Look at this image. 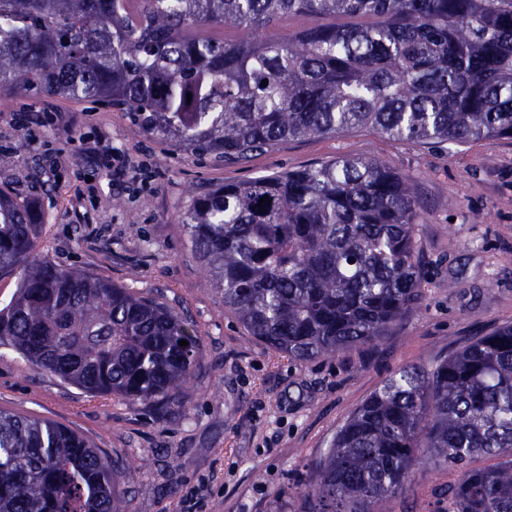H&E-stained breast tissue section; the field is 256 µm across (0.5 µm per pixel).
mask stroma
I'll list each match as a JSON object with an SVG mask.
<instances>
[{"label": "stroma", "mask_w": 512, "mask_h": 512, "mask_svg": "<svg viewBox=\"0 0 512 512\" xmlns=\"http://www.w3.org/2000/svg\"><path fill=\"white\" fill-rule=\"evenodd\" d=\"M0 185L33 196L59 266L148 294L202 343L183 407L94 397L0 347V408L60 422L112 458L125 512H304L314 461L401 369L512 323V139L424 144L361 130L290 140L241 166L186 157L89 100L0 96ZM372 155L418 189L421 303L373 348L295 361L251 339L207 287L182 222L194 194L341 156ZM416 469L374 512H442Z\"/></svg>", "instance_id": "stroma-1"}]
</instances>
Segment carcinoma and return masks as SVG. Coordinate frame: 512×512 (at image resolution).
I'll list each match as a JSON object with an SVG mask.
<instances>
[{
	"label": "carcinoma",
	"mask_w": 512,
	"mask_h": 512,
	"mask_svg": "<svg viewBox=\"0 0 512 512\" xmlns=\"http://www.w3.org/2000/svg\"><path fill=\"white\" fill-rule=\"evenodd\" d=\"M290 14L319 23L275 34ZM337 16L375 22H323ZM225 26L244 36L201 34ZM30 92L112 106L226 165L358 129L511 139L512 0H0V96ZM417 217L414 183L365 155L215 186L183 223L224 309L254 340L308 361L375 346L416 307ZM43 231L35 200L1 187L0 277L17 286L0 345L93 396L182 406L201 351L193 325L56 265ZM479 456L494 463L470 467ZM417 467L455 475L437 486L446 512H512V324L386 380L314 464L305 512H373ZM140 470L61 424L0 409V512H124L118 477Z\"/></svg>",
	"instance_id": "carcinoma-1"
}]
</instances>
